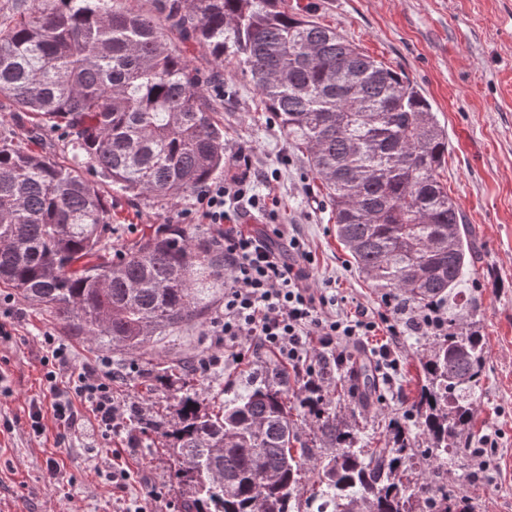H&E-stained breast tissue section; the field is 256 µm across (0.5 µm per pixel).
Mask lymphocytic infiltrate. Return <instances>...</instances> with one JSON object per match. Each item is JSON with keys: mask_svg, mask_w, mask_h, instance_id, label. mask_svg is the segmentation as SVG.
<instances>
[{"mask_svg": "<svg viewBox=\"0 0 512 512\" xmlns=\"http://www.w3.org/2000/svg\"><path fill=\"white\" fill-rule=\"evenodd\" d=\"M251 166L248 155L237 154L224 179L212 181L197 198L204 219L224 243V312L213 325L224 353L202 358V368L225 359L239 363L250 354H269L318 386L321 365L344 364L350 344L377 328H386L392 336L444 329V321L428 312L407 323L391 310L373 313L359 307L340 313L335 295L310 287L311 257L296 232L277 228L272 235H260L236 222L240 209L267 207L253 191ZM51 353L54 368L45 379L55 419L70 428L77 426L73 400L79 397L90 404L98 430L122 429L127 406L112 394L111 362L79 373L63 388L57 375L68 368L67 352L55 346Z\"/></svg>", "mask_w": 512, "mask_h": 512, "instance_id": "f902f5d3", "label": "lymphocytic infiltrate"}]
</instances>
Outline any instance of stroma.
<instances>
[{
	"label": "stroma",
	"instance_id": "stroma-1",
	"mask_svg": "<svg viewBox=\"0 0 512 512\" xmlns=\"http://www.w3.org/2000/svg\"><path fill=\"white\" fill-rule=\"evenodd\" d=\"M302 2L319 21L416 82L448 133L440 179L472 228L478 262L464 287L480 294L489 358L476 430L482 437L496 434L498 441L487 485L468 488L467 493L478 498L479 512H512V0ZM187 55L202 73L218 68L206 46H191ZM221 71L236 90L220 113L226 161L243 149L251 156L253 172H277V182L257 183L256 190L277 198L279 223L295 225L311 251L312 287L330 283L348 312L359 305L382 309L379 293L358 275L337 240L330 210L318 181L306 174L302 153L289 147L270 122L249 76L232 66ZM99 188L112 201L113 245L129 244L160 224L205 227L195 196L174 206L152 201L133 205L114 197L107 182ZM0 323L10 332L9 338L0 337V371L8 386L0 391V512H125L130 499L154 488L162 494L158 512H180L177 464L155 448L151 436L139 435L132 445L123 431L69 432L49 413L43 419L44 433L37 435L29 414L45 404L44 377L51 357L45 334L69 349L73 371L111 360L115 394L146 409L150 401L143 398L140 383L157 360L220 354L207 328L167 343L157 356L120 354L71 335L52 309L23 301L1 284ZM420 350L414 337H400V367L386 388L389 410H404L414 396ZM253 368L250 359L199 368L193 384L209 401L222 397ZM116 453L130 474L121 487L109 478ZM52 460L61 466L55 479L47 474Z\"/></svg>",
	"mask_w": 512,
	"mask_h": 512
}]
</instances>
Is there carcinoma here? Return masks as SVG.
I'll return each instance as SVG.
<instances>
[{
	"label": "carcinoma",
	"instance_id": "1",
	"mask_svg": "<svg viewBox=\"0 0 512 512\" xmlns=\"http://www.w3.org/2000/svg\"><path fill=\"white\" fill-rule=\"evenodd\" d=\"M133 2L11 0L0 11V101L28 116L0 134V283L126 353L212 318L224 299L220 240L160 224L114 255L112 203L85 176L129 200L176 204L224 172L217 113L232 87L191 67L186 48L203 44L250 77L306 154L358 272L402 318L435 306L448 330L421 337L422 384L401 414L383 413L357 353L321 388L292 394L264 363L211 409L190 364L158 367L150 391L181 395L172 415L138 425L174 449L183 512H477L446 464L486 480L489 456L470 444L487 351L478 297L462 290L475 247L440 180L448 137L432 104L297 2ZM47 131L69 159L28 147ZM371 413L387 420L379 438L363 424Z\"/></svg>",
	"mask_w": 512,
	"mask_h": 512
}]
</instances>
